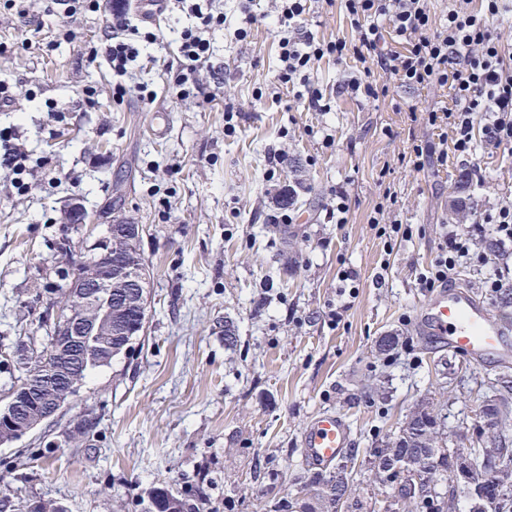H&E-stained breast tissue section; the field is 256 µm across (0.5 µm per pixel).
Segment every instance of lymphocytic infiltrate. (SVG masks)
<instances>
[{"label":"lymphocytic infiltrate","mask_w":512,"mask_h":512,"mask_svg":"<svg viewBox=\"0 0 512 512\" xmlns=\"http://www.w3.org/2000/svg\"><path fill=\"white\" fill-rule=\"evenodd\" d=\"M309 0H275L274 33L280 48L278 83L293 89L303 110L328 112L332 98L314 77V67L323 58L343 60L353 53L362 63L376 65L402 84L426 88L448 87L451 107L428 111L426 122L448 127L454 149L462 161L472 160L477 143L512 149V49L496 32L501 0H484L480 11L457 5L449 9L446 22H436L429 0H325L338 4L357 33L354 47L341 40L323 41L307 28ZM166 12H188L194 26L180 33L173 87L184 99L199 86V70L211 56V33L224 26V14L214 0H166ZM104 38L105 54L112 70L113 97L126 95L154 100L146 85H129L125 78L141 55L142 43L157 36L142 20L127 10L112 15ZM493 229L501 243L512 244V203L483 213L480 221L446 235L431 266L421 277L426 288L448 282V273L464 261L484 262L477 241Z\"/></svg>","instance_id":"f902f5d3"}]
</instances>
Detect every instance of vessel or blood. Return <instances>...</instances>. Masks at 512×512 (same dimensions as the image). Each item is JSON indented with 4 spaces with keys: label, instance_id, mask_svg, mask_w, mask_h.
I'll list each match as a JSON object with an SVG mask.
<instances>
[{
    "label": "vessel or blood",
    "instance_id": "vessel-or-blood-1",
    "mask_svg": "<svg viewBox=\"0 0 512 512\" xmlns=\"http://www.w3.org/2000/svg\"><path fill=\"white\" fill-rule=\"evenodd\" d=\"M419 317L429 341L476 365H512V338L477 297L457 290L434 292ZM350 445L346 420L333 412L318 415L302 436L303 455L312 464H335Z\"/></svg>",
    "mask_w": 512,
    "mask_h": 512
}]
</instances>
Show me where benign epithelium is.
Returning a JSON list of instances; mask_svg holds the SVG:
<instances>
[{"label":"benign epithelium","mask_w":512,"mask_h":512,"mask_svg":"<svg viewBox=\"0 0 512 512\" xmlns=\"http://www.w3.org/2000/svg\"><path fill=\"white\" fill-rule=\"evenodd\" d=\"M143 233L144 226L129 218L113 219L106 235L94 243L99 264L91 269L75 262L69 239L64 237L58 244L57 264L70 278V289L61 306L49 299L43 322L50 335L72 337L71 343L81 347L80 355L87 361L94 354L87 337L124 336L128 349L146 331L150 273L143 261L126 260L140 254ZM42 365L8 392L6 403L0 407V430L6 427L25 435L52 420L77 393L78 387L69 385L47 399H35L36 387L55 374L50 359H44ZM448 454L457 467L448 493L466 497L472 512H481L489 481L480 475V463H498L496 452L478 441L468 448H450Z\"/></svg>","instance_id":"benign-epithelium-1"}]
</instances>
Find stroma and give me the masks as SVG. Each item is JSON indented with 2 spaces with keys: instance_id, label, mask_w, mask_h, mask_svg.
Here are the masks:
<instances>
[{
  "instance_id": "stroma-1",
  "label": "stroma",
  "mask_w": 512,
  "mask_h": 512,
  "mask_svg": "<svg viewBox=\"0 0 512 512\" xmlns=\"http://www.w3.org/2000/svg\"><path fill=\"white\" fill-rule=\"evenodd\" d=\"M226 27L212 35L211 67L196 97L181 100L166 63L191 18H163L130 81L157 94L149 103L112 98L105 58L90 61L119 0L71 15L67 0H0V83L12 101L0 130L29 152L22 183L0 168V397L16 372L5 357L20 328L34 331L46 289L60 283L55 246L68 236L83 259L108 217L146 228L141 250L151 270L146 331L126 354L93 371L77 397L34 431L0 445V512L22 501H51L68 512H141L154 488L201 491L203 512H273L304 495L313 475L301 435L325 411L351 427L354 489L366 512H383L369 451L397 433L423 399L441 420L442 444L469 447L475 415L493 390L512 393V368L474 365L435 347L416 329L429 295L421 272L451 225L448 201L462 172L481 178L470 191L466 223L512 201V152L478 145L472 164L453 151L449 128L422 112L451 104L448 89H410L373 70L379 98L338 92L360 70L354 56L322 60L320 84L336 93L330 112L294 107L279 87L277 40L261 17L236 40V0H222ZM308 28L319 39L354 45L339 7L313 0ZM230 73L229 81L218 78ZM263 100H256V90ZM167 110L164 139L150 132L155 107ZM235 131L224 132L226 109ZM426 142L442 161L421 171L412 144ZM281 161L270 167L268 153ZM298 185L293 223H277L272 198ZM349 194L348 221L329 216L336 186ZM80 198L90 226L68 219ZM409 237L386 250L371 222L378 203ZM354 268L357 282L340 278ZM512 284V244L487 265L463 263L449 280L482 298L512 327L484 285L490 273ZM399 339L393 354L380 337ZM374 393H366V384ZM94 415L90 438L73 439L78 416ZM25 470H17L18 462Z\"/></svg>"
}]
</instances>
